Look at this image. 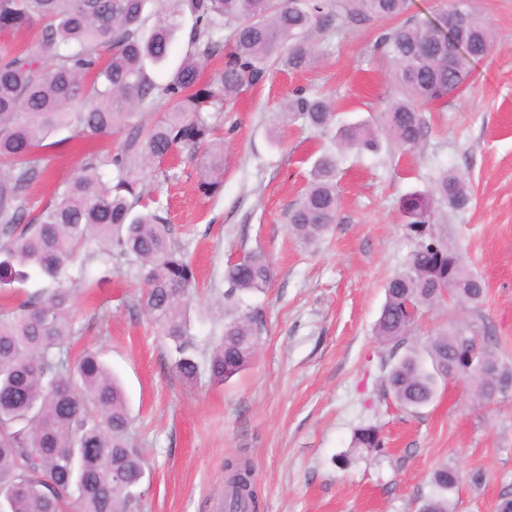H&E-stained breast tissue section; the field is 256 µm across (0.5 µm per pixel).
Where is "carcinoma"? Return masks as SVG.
Here are the masks:
<instances>
[{
  "label": "carcinoma",
  "instance_id": "obj_1",
  "mask_svg": "<svg viewBox=\"0 0 512 512\" xmlns=\"http://www.w3.org/2000/svg\"><path fill=\"white\" fill-rule=\"evenodd\" d=\"M408 0H0V31L40 27L33 50L0 51V512H139L146 464L130 436L125 391L98 353L73 359L76 339L74 261H112L117 255L141 281L139 303L171 344L175 372L187 383L206 371L224 382L245 371L260 344V320L236 310L206 363L198 356L187 309L196 275L160 207L145 201V180L162 185L175 177L163 162L177 151L200 158L201 188L215 193L224 177V141L213 138L232 111L233 97L258 85L276 64L312 68L321 57L314 39L342 36L370 21H398L380 33L373 51L387 63L392 95L378 120L338 128L340 150L376 153L380 137L408 153L426 141L423 108L446 103L466 84L470 57L492 52L494 35L472 0H448L429 22L405 16ZM194 17L185 54L164 82L150 69L167 63L185 13ZM222 64L203 78L205 61ZM282 118L318 133L335 124L333 102L299 91L282 105ZM116 134L118 147L104 157L89 152L71 178L37 214L29 192L48 173L52 140ZM336 154L318 157L308 187L288 213L289 231L307 245L319 243L334 223L339 202ZM472 201L467 173L443 169L424 190L399 200L402 223L413 238L404 263L385 285L374 334L393 361L389 392L404 409L430 404L438 380L465 379L477 398L512 378L499 362L496 339L476 319L455 320L425 350L395 351L412 335L419 314L451 300L478 308L486 292L457 249L434 230L437 215L466 210ZM274 270L260 252L224 269L226 300L270 288ZM37 288H26L28 283ZM478 359L496 366L469 367L468 338ZM353 447L380 451L376 426L355 431ZM225 508L253 512L257 495L250 469L224 463ZM462 480L443 464L432 475V494L421 512H453L451 495Z\"/></svg>",
  "mask_w": 512,
  "mask_h": 512
}]
</instances>
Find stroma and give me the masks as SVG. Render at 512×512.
<instances>
[{
	"label": "stroma",
	"mask_w": 512,
	"mask_h": 512,
	"mask_svg": "<svg viewBox=\"0 0 512 512\" xmlns=\"http://www.w3.org/2000/svg\"><path fill=\"white\" fill-rule=\"evenodd\" d=\"M475 4L495 32L491 54L470 61L467 86L448 105L426 110L421 151L340 157L336 222L317 246L289 233L288 211L328 137L277 114L300 89L330 95L339 119L375 114L392 91L371 53L382 22L353 26L313 69L275 66L237 95L220 130L224 182L217 193L200 189L197 160L176 159V180L158 193L196 270L190 317L200 359H208L231 318L227 262L259 250L274 269L266 292L243 297L263 321L247 370L224 383L205 375L185 383L136 301L134 273L116 262L85 265L84 278L101 286L76 296L78 345L100 351L126 390L132 434L151 475L142 512H212L228 458L251 464L257 512H419L444 463L464 475L454 512H497L512 494V391L484 405L466 382L443 381L432 403L403 411L384 392L387 368L373 330L385 284L412 248L400 197L456 168L470 175L472 202L440 215L435 229L484 278L486 296L476 309L451 304L423 312L412 340L424 346L451 320L479 316L497 338L500 362L512 364V0ZM114 143L59 146L47 178L30 190L32 206L52 197L87 148ZM367 425L379 428L382 452L353 447L355 430ZM476 471L484 478L479 486L468 480Z\"/></svg>",
	"instance_id": "35a3bbf8"
}]
</instances>
